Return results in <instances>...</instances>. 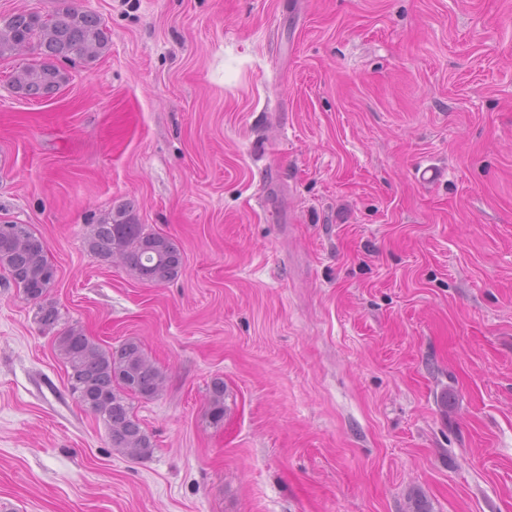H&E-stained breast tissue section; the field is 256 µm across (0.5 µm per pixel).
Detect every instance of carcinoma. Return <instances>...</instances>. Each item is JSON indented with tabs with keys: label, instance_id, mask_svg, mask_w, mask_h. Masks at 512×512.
<instances>
[{
	"label": "carcinoma",
	"instance_id": "cac0c4a2",
	"mask_svg": "<svg viewBox=\"0 0 512 512\" xmlns=\"http://www.w3.org/2000/svg\"><path fill=\"white\" fill-rule=\"evenodd\" d=\"M107 45L108 33L101 18L78 6L46 16L20 12L0 18V59L27 46L38 51V59L19 68L12 77V87L25 97L53 96L66 81L61 64H89ZM87 245L103 261L121 260L143 282H166L183 266V255L175 242L167 235L146 230L125 204L90 225ZM0 267L36 306L38 322L56 327L61 315L56 304L48 300L56 269L44 242L28 225L0 224ZM54 342L72 394L87 411L103 419L112 448L133 458L152 455L155 444L134 415L133 400L155 397L162 387L163 373L141 344L127 340L117 349H105L77 324L57 331ZM224 393V380H212L206 416L214 426L224 422Z\"/></svg>",
	"mask_w": 512,
	"mask_h": 512
}]
</instances>
